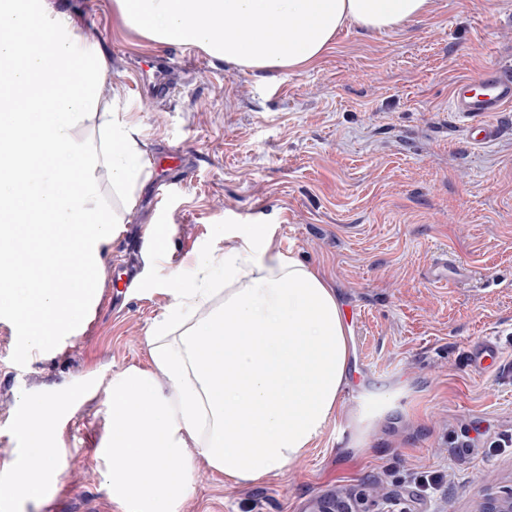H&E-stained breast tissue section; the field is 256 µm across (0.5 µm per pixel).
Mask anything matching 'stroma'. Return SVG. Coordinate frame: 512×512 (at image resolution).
Instances as JSON below:
<instances>
[{
  "label": "stroma",
  "mask_w": 512,
  "mask_h": 512,
  "mask_svg": "<svg viewBox=\"0 0 512 512\" xmlns=\"http://www.w3.org/2000/svg\"><path fill=\"white\" fill-rule=\"evenodd\" d=\"M97 38L101 100L134 124L151 176L95 273L98 303L81 334L36 352L0 318V482L25 459L16 421L27 401L55 398L56 482L10 512H121L98 448L112 434V377L146 364V336L171 302L178 269L235 246L228 224L268 225L274 244L322 268L352 339L355 406H392L361 455L336 437L339 417L286 474L232 484L196 459L181 512H473L486 489L512 491V447L448 444L461 425L512 428V111L501 136L474 145L450 109L460 79L512 60V0H433L385 33L342 29L320 62L255 76L181 44L125 29L113 0H49ZM189 57L176 89L135 91L134 68ZM453 266L436 282L441 257ZM489 339L486 373L468 345ZM442 476L434 495L393 471Z\"/></svg>",
  "instance_id": "obj_1"
}]
</instances>
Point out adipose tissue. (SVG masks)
<instances>
[{
  "mask_svg": "<svg viewBox=\"0 0 512 512\" xmlns=\"http://www.w3.org/2000/svg\"><path fill=\"white\" fill-rule=\"evenodd\" d=\"M126 29L156 45L183 44L260 75L318 63L338 31L390 32L426 16L432 0H114ZM41 24L45 39L25 32ZM99 46L45 0H0V315L36 349L79 334L98 301L94 270L149 174L126 113L102 105ZM95 128L98 139L86 137ZM78 159L75 168L63 166ZM112 173V207L100 168ZM196 264L147 337L148 366L112 377V435L99 450L122 512H180L195 457L229 483L287 473L314 448L348 382V333L323 271L277 250L264 225ZM77 254L68 287L33 271L32 254ZM164 386H157V378ZM52 399L24 403L17 429L40 468L21 462L0 501L40 497L61 451Z\"/></svg>",
  "mask_w": 512,
  "mask_h": 512,
  "instance_id": "ef3b65f1",
  "label": "adipose tissue"
}]
</instances>
